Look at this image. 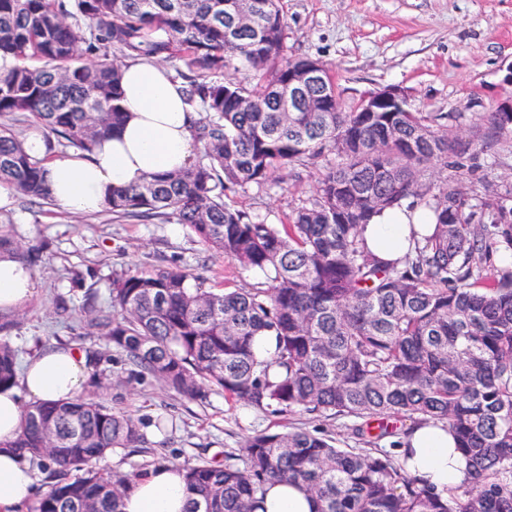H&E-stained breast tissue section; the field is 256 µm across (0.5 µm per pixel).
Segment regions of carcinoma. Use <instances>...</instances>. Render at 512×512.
<instances>
[{
    "instance_id": "cac0c4a2",
    "label": "carcinoma",
    "mask_w": 512,
    "mask_h": 512,
    "mask_svg": "<svg viewBox=\"0 0 512 512\" xmlns=\"http://www.w3.org/2000/svg\"><path fill=\"white\" fill-rule=\"evenodd\" d=\"M281 0H0V117L30 118L58 143L89 152L122 124L120 72L147 57L174 69L198 119L201 155L188 168L112 190L116 218L174 220L208 249L263 274L226 291L182 268L112 279L107 309L81 329L122 353L131 373L205 403L213 390L261 410L351 421L355 448L305 428L246 437L234 463L183 465L186 512H254L270 482L302 484L317 512H512V184L490 202L456 184L479 155L512 139V114L489 112L467 140L448 139L460 113L361 112L324 78L307 91L319 112H285L288 55ZM248 75L239 80L229 71ZM329 158L311 198L286 224L233 208L230 193L263 187L293 165ZM34 158L0 123V184L53 202ZM436 170L424 181L425 168ZM422 209L433 228L404 257L382 261L362 228L387 209ZM0 388L15 383L19 350L1 332ZM256 336L276 337L259 361ZM92 390L74 402L30 404L13 443L47 473L30 512H123L139 473L82 470L144 443L139 423ZM404 417L455 435L469 481L443 497L410 475L384 425Z\"/></svg>"
}]
</instances>
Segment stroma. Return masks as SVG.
Segmentation results:
<instances>
[{"label":"stroma","instance_id":"35a3bbf8","mask_svg":"<svg viewBox=\"0 0 512 512\" xmlns=\"http://www.w3.org/2000/svg\"><path fill=\"white\" fill-rule=\"evenodd\" d=\"M288 52L323 61L345 107L379 88L407 91L419 112L461 113L466 126L493 111L512 88V0H283ZM325 160L282 172L264 187L230 195L228 201L271 224L287 223L292 211L311 197ZM477 192L512 182V140H503L485 157ZM0 224L19 248L42 247L35 266L37 292L21 309L8 312L9 333L19 351L56 343L103 350L98 336L80 335L87 291L106 302L112 279L125 272L180 266L208 284L229 290L261 281L206 248L183 224L159 219H115L111 214L74 217L53 204L13 197L0 208ZM85 273L74 287L72 271ZM111 378L101 400L136 419L145 437L140 448L118 449L89 464L100 473H127L162 463L226 461L247 436L302 427L347 444L343 419L307 413L280 415L247 407L213 391L197 404L160 383L134 378L124 355L113 353Z\"/></svg>","mask_w":512,"mask_h":512}]
</instances>
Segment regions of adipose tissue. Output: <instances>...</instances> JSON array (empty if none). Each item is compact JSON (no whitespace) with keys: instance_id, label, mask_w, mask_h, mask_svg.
I'll list each match as a JSON object with an SVG mask.
<instances>
[{"instance_id":"1","label":"adipose tissue","mask_w":512,"mask_h":512,"mask_svg":"<svg viewBox=\"0 0 512 512\" xmlns=\"http://www.w3.org/2000/svg\"><path fill=\"white\" fill-rule=\"evenodd\" d=\"M125 118L119 131L100 141L92 153L47 159L40 133L27 135L26 152L45 158L44 179L54 201L74 215L103 209L112 189L134 186L146 177L189 167L196 151L182 84L149 58L121 70ZM419 216L401 207L374 218L363 232L368 250L394 260L404 255L412 234L423 233ZM35 275L15 254L0 252V311L22 306L35 293ZM92 369L85 351L49 347L28 358L16 385L0 389V512H20L31 501L37 478L28 461L13 449L26 402L54 403L78 398ZM401 452L409 473L440 495L468 476V464L453 436L442 426L415 427ZM188 490L180 467L162 464L137 478L123 500L124 512H185ZM257 512H316L314 499L296 484L266 485Z\"/></svg>"}]
</instances>
